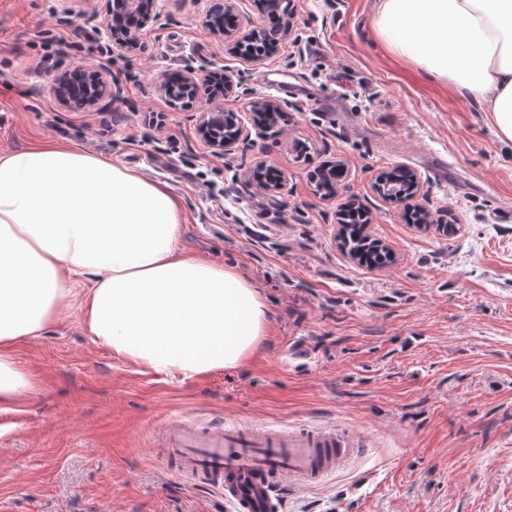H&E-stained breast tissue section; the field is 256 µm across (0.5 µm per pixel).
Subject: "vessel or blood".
Listing matches in <instances>:
<instances>
[{
    "instance_id": "1",
    "label": "vessel or blood",
    "mask_w": 512,
    "mask_h": 512,
    "mask_svg": "<svg viewBox=\"0 0 512 512\" xmlns=\"http://www.w3.org/2000/svg\"><path fill=\"white\" fill-rule=\"evenodd\" d=\"M159 444L182 477L223 490L234 512H271L276 491L313 488L358 459L364 442L338 424L307 428L193 421L162 427Z\"/></svg>"
}]
</instances>
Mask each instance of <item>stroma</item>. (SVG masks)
Wrapping results in <instances>:
<instances>
[{"label":"stroma","mask_w":512,"mask_h":512,"mask_svg":"<svg viewBox=\"0 0 512 512\" xmlns=\"http://www.w3.org/2000/svg\"><path fill=\"white\" fill-rule=\"evenodd\" d=\"M105 4L0 0V152L74 144L166 182L189 210L184 252L236 266L268 331L243 364L159 375L94 343L69 298L12 349L35 389L0 407V512H229L154 446L160 426L186 419L338 420L366 437L352 468L277 512H512V143L489 113L377 43L373 0H294L290 33L257 65L210 31L211 0H160L129 50L102 36ZM46 31L62 51L42 43ZM80 66L106 73L112 94L76 111L50 85ZM188 70L231 71L236 87L172 106L160 80ZM269 98L279 134L254 126L214 154L199 133L207 113L247 121ZM150 112L167 114L162 132L146 128ZM260 157L287 172L283 190L251 177ZM329 160L347 167L333 199L311 178ZM398 165L457 235L417 230L373 191ZM350 197L393 264L369 269L341 250Z\"/></svg>","instance_id":"35a3bbf8"}]
</instances>
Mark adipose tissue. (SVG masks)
<instances>
[{
	"label": "adipose tissue",
	"instance_id": "ef3b65f1",
	"mask_svg": "<svg viewBox=\"0 0 512 512\" xmlns=\"http://www.w3.org/2000/svg\"><path fill=\"white\" fill-rule=\"evenodd\" d=\"M377 39L491 113L512 141V0H376ZM182 199L160 180L78 148L0 154V404L31 389L5 346L62 314L81 277L93 342L157 373L235 367L267 334L259 291L185 255Z\"/></svg>",
	"mask_w": 512,
	"mask_h": 512
}]
</instances>
